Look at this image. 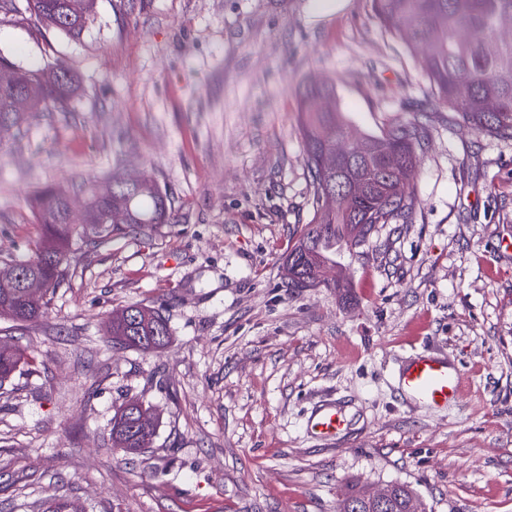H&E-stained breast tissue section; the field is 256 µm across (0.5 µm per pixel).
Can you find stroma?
Here are the masks:
<instances>
[{
  "mask_svg": "<svg viewBox=\"0 0 512 512\" xmlns=\"http://www.w3.org/2000/svg\"><path fill=\"white\" fill-rule=\"evenodd\" d=\"M0 54L61 67L80 92L26 135L0 132V257L33 253L36 191L149 172L172 221L81 247L36 321L0 319L34 356L0 387V512H336L346 483L414 488L424 512H512V140L449 123L369 0H97L80 38L0 15ZM333 87L352 133L428 129L409 224L377 225L332 272L286 288L313 216L299 126ZM158 305L168 346L114 347L113 309ZM415 350L465 374L445 411L406 403ZM160 423L136 459L112 446L127 401ZM325 399L351 422L307 419ZM350 421L332 401L320 404L307 420L308 432L311 436L323 440H332L345 433Z\"/></svg>",
  "mask_w": 512,
  "mask_h": 512,
  "instance_id": "stroma-1",
  "label": "stroma"
}]
</instances>
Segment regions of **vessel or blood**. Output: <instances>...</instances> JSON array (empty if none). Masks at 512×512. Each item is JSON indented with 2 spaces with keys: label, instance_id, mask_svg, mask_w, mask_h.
Here are the masks:
<instances>
[{
  "label": "vessel or blood",
  "instance_id": "vessel-or-blood-1",
  "mask_svg": "<svg viewBox=\"0 0 512 512\" xmlns=\"http://www.w3.org/2000/svg\"><path fill=\"white\" fill-rule=\"evenodd\" d=\"M464 386L460 369L447 358L428 353L411 354L399 371L398 388L411 403L435 410L457 401ZM350 421L334 402L320 404L307 420L311 436L332 440L345 433Z\"/></svg>",
  "mask_w": 512,
  "mask_h": 512
}]
</instances>
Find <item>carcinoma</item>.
Returning a JSON list of instances; mask_svg holds the SVG:
<instances>
[{"instance_id":"cac0c4a2","label":"carcinoma","mask_w":512,"mask_h":512,"mask_svg":"<svg viewBox=\"0 0 512 512\" xmlns=\"http://www.w3.org/2000/svg\"><path fill=\"white\" fill-rule=\"evenodd\" d=\"M95 0H25L24 9L47 25L80 37L94 18ZM373 16L394 38L411 47H424L419 66L428 80L437 107L448 109L451 121L478 133L512 139V41L502 30L512 27V0H371ZM21 72V83L31 87V110L7 112L20 132L43 112H55L76 91V79L64 76L44 85L41 69H24L0 55V68ZM496 108L489 111L485 103ZM311 178L312 220L304 225L288 252L285 284L289 288L329 287L347 293L342 284L328 279L336 256L366 241L378 224L412 223L416 198L413 181L418 150L427 129L417 118L398 122L382 136L365 134L349 139L350 124L336 104L332 87L312 83L302 94L299 116ZM344 157L336 160V145ZM396 154L399 168L386 169L380 151ZM112 200L102 198L95 182L83 183L90 219L76 230L65 214L66 193L46 185L34 197V216L43 232L30 256L0 259V267L19 265L33 270L46 286L42 305H28L18 288L0 282V315L16 323L37 319L49 309L56 290L72 276V246L79 240L94 248L112 235L143 224H166L167 196L147 174L129 184L113 173ZM121 211L124 224H109V212ZM107 334L112 345L154 350L169 343L170 329L160 309L132 304L112 313ZM33 357L16 346L0 348V385ZM157 420L150 408L130 400L112 418V446L133 457L152 447ZM383 507L365 499V488L352 484L342 493L339 512H410L416 500L403 483L387 485Z\"/></svg>"}]
</instances>
